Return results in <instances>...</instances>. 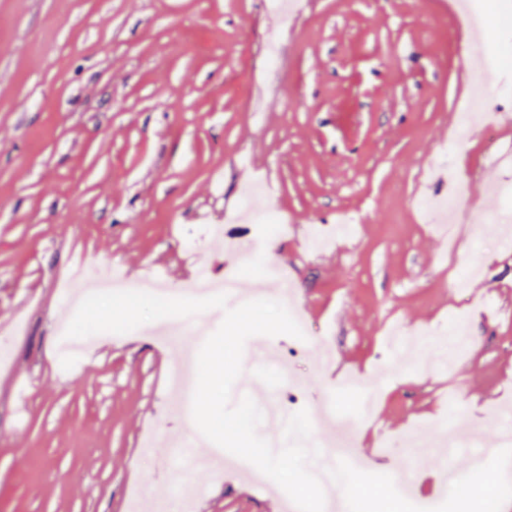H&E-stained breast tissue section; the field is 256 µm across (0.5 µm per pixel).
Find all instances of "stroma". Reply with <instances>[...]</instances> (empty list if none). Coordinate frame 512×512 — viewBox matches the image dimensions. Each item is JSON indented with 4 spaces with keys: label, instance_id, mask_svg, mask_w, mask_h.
<instances>
[{
    "label": "stroma",
    "instance_id": "35a3bbf8",
    "mask_svg": "<svg viewBox=\"0 0 512 512\" xmlns=\"http://www.w3.org/2000/svg\"><path fill=\"white\" fill-rule=\"evenodd\" d=\"M500 68L462 72L454 22L436 0H0V512H136L141 489L175 512L179 482L204 512H282L267 488L179 457L170 385L226 309L277 299L313 335L266 337L232 388L264 383L286 414L308 410L319 448L353 500L375 475L337 456L416 428L427 457L413 499L461 512L441 468L512 501V447L482 463L441 454L438 427L498 444L512 404V0H487ZM486 87L492 124L467 116ZM463 181L456 250L429 206ZM288 226L258 234L271 215ZM135 289L164 269L170 291L233 277L226 308L125 334L89 336L75 373L64 337L76 265ZM28 387L17 421L12 377ZM350 377L376 388L353 417ZM463 410L445 419V393Z\"/></svg>",
    "mask_w": 512,
    "mask_h": 512
}]
</instances>
